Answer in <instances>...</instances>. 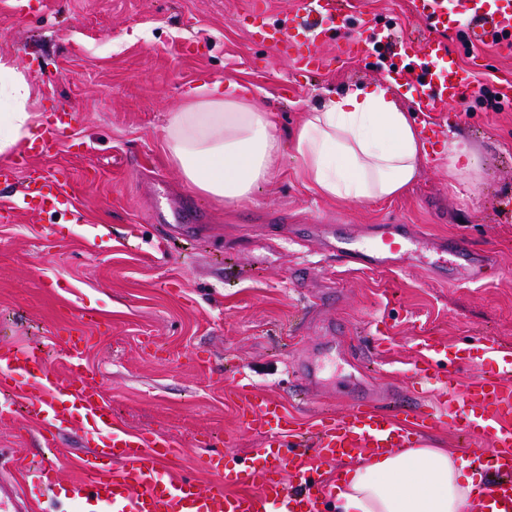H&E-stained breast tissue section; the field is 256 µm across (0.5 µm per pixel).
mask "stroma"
Wrapping results in <instances>:
<instances>
[{
	"label": "stroma",
	"instance_id": "35a3bbf8",
	"mask_svg": "<svg viewBox=\"0 0 512 512\" xmlns=\"http://www.w3.org/2000/svg\"><path fill=\"white\" fill-rule=\"evenodd\" d=\"M246 3L0 0V55L34 86L31 111L64 120L55 154L26 158L18 178L64 167L73 193L67 211L29 210L0 223V344L38 348L62 379L65 335L89 336L84 359L113 416L133 432L171 437L175 468L204 486L213 481L202 465L211 452L263 465L265 432L244 424L240 383L278 398L310 431L322 416L344 415L360 387L381 412L397 414L399 395L412 392L436 409L439 392L413 374L423 337L458 348L487 336L512 349V218L501 210L512 202V106L492 112L468 93L435 113L430 146L453 133L478 156L481 177L469 191L432 160L399 197L334 200L297 177L288 147L281 174L240 207L184 183L163 125L194 87L249 85L284 134L328 95L382 83L375 56L338 53L345 36L361 34V16L417 25L408 0H356L345 27L328 34L329 65L310 75L238 23ZM448 46L491 89L512 80V51L470 47L453 31ZM185 202L206 213L205 235L162 240L152 214L172 215ZM394 223L466 237L495 265L479 284L436 275L431 251L402 268H348L309 232ZM80 310L94 324L77 320ZM331 337L335 350L319 359L323 387L294 397L292 361ZM416 435L469 461L492 453L487 440L444 422ZM47 453L25 417L0 421V477L38 491Z\"/></svg>",
	"mask_w": 512,
	"mask_h": 512
}]
</instances>
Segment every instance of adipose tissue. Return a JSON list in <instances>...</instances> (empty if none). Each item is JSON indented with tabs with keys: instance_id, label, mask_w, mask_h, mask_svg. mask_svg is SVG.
I'll use <instances>...</instances> for the list:
<instances>
[{
	"instance_id": "ef3b65f1",
	"label": "adipose tissue",
	"mask_w": 512,
	"mask_h": 512,
	"mask_svg": "<svg viewBox=\"0 0 512 512\" xmlns=\"http://www.w3.org/2000/svg\"><path fill=\"white\" fill-rule=\"evenodd\" d=\"M33 87L0 57V158L11 159L40 121ZM170 162L197 194L228 206L253 200L280 170L282 139L271 112L230 81L198 87L167 113ZM299 177L344 201L401 195L429 160L411 113L382 86L351 87L307 113L291 135ZM475 476L449 448L420 443L360 457L336 485L339 512H476Z\"/></svg>"
}]
</instances>
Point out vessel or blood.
I'll return each mask as SVG.
<instances>
[{
  "mask_svg": "<svg viewBox=\"0 0 512 512\" xmlns=\"http://www.w3.org/2000/svg\"><path fill=\"white\" fill-rule=\"evenodd\" d=\"M350 6L349 0H298L288 20L277 25L274 47L309 73L326 67L327 32L335 29ZM411 14L426 24L409 34L395 27L368 24L367 33L347 39L344 54L371 53L382 49L384 72L392 86L402 90L418 112L445 111L449 102L475 90L479 72L461 66L450 52L448 31L462 33L472 45L496 42L512 45V0H409ZM69 205L59 177L24 182L15 205L0 209V222L11 221L17 210L59 212ZM317 233L329 254L343 264L369 268H393L406 262V252L417 245L414 232L403 224H383L364 239L332 226H318ZM434 250L463 267L465 277L482 281L488 264L463 238L440 240ZM496 369L491 375L462 382L457 351L437 341L421 342L422 359L413 368L415 377L435 383L445 399L438 411H426L410 401L402 418L375 412L369 402H357L341 417H323L313 434L293 432L288 412L275 399L243 388L247 425L264 428L265 465L254 469L237 456L216 453L203 464L217 480L200 488L188 477L168 473L177 455L164 435L128 431L112 415L99 386L90 381L83 350H68V377H55L24 349L0 346V420L10 418L11 394H21L28 413L39 427L41 443L57 445L62 434L80 432L92 443L79 457L77 477L60 481L58 459L41 464V481L52 494V512H71L81 505L106 508L107 512H329L331 501L320 465L363 453L385 452L411 445L406 420L435 421L446 416L449 426L472 432L483 430L494 441V479L478 496L481 512H512V386L504 381L512 373V351L479 337ZM314 446L316 461L306 448ZM0 512H43L39 499L17 482L0 479Z\"/></svg>",
  "mask_w": 512,
  "mask_h": 512,
  "instance_id": "vessel-or-blood-1",
  "label": "vessel or blood"
}]
</instances>
